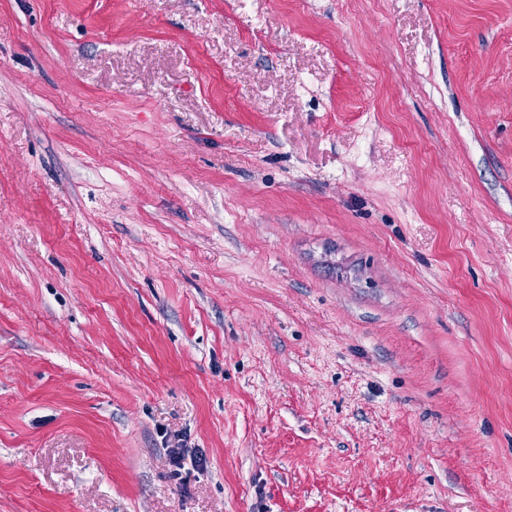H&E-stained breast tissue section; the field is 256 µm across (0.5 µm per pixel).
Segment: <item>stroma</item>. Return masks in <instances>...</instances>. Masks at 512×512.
<instances>
[{"label":"stroma","instance_id":"stroma-1","mask_svg":"<svg viewBox=\"0 0 512 512\" xmlns=\"http://www.w3.org/2000/svg\"><path fill=\"white\" fill-rule=\"evenodd\" d=\"M0 512H512V0H0Z\"/></svg>","mask_w":512,"mask_h":512}]
</instances>
